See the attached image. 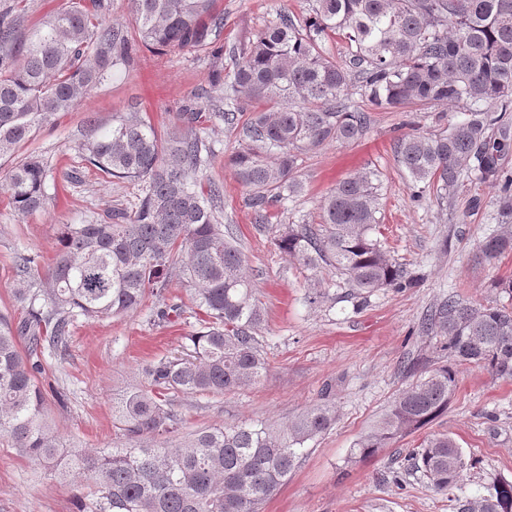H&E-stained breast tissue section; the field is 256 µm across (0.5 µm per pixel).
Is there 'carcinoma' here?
Wrapping results in <instances>:
<instances>
[{"label":"carcinoma","instance_id":"obj_1","mask_svg":"<svg viewBox=\"0 0 512 512\" xmlns=\"http://www.w3.org/2000/svg\"><path fill=\"white\" fill-rule=\"evenodd\" d=\"M212 2L133 0L142 43L221 58L224 50L213 43L224 17L211 13ZM100 8L98 0L72 5L32 29L24 12H0V157L13 155L37 128L78 107L112 69L129 63L127 35L107 24ZM331 34L346 42L348 59L324 54ZM353 85L379 107L444 104L463 112L464 119L439 130L398 138V161L411 182L436 187L440 200L451 198L463 176L500 186L505 227L480 251L489 262L511 251L512 175L501 160L512 152L503 121L512 108V0H314L302 22L283 14L243 46L232 73V108L215 117L230 126L244 118L248 143L225 166L249 190L259 227L267 228L271 207L298 192L301 152L367 134L368 116L349 101ZM199 118L183 112L181 127L162 134L128 112L93 129L79 145L84 160L108 177L140 183L135 210L63 225L45 269L36 254L15 257V298L24 317L0 315V442L57 477L93 484L94 498L80 512H259L306 444L336 421L333 407L323 404L284 425L210 426L177 448L156 444L181 427L177 395L235 393L267 370L264 312L245 256L220 220V189L206 197L194 190L215 157L194 127ZM6 191L21 216L45 208L43 163L30 156L12 166ZM380 191L371 171L340 180L322 201L320 222L277 229V248L307 269H335L361 293L413 287L373 236ZM174 270L199 310L192 354L151 364L147 384L112 405L134 447H64L45 418L43 352L65 357L81 320L135 311L150 296L166 300ZM426 330L439 337L446 363L410 368L412 383L357 441L353 458L375 457L447 410L461 366L512 380V306L450 296L427 314ZM407 462L436 493L454 488L466 466L444 434L427 436ZM455 502L458 512H512V482Z\"/></svg>","mask_w":512,"mask_h":512}]
</instances>
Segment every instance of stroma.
Segmentation results:
<instances>
[{
	"mask_svg": "<svg viewBox=\"0 0 512 512\" xmlns=\"http://www.w3.org/2000/svg\"><path fill=\"white\" fill-rule=\"evenodd\" d=\"M310 0H215L224 17L218 38L225 72L235 66L234 50L279 15L302 18ZM214 61L205 53L136 47L129 67L113 70L81 106L43 125L11 159L0 162V314L19 320L24 311L14 298V258L35 251L50 264L63 224H86L117 208L133 209L139 184L105 177L78 151L92 127L111 125L134 110L159 131L172 129L180 112L202 110L196 129L213 145L216 157L199 175V190L218 186L222 220L233 226L248 273L265 312L263 329L268 369L262 381L218 399L179 397L181 435L199 428L262 421L285 424L328 401L336 422L311 441L287 481L260 512H454L447 496L429 490L419 472L405 469L409 451L426 434L451 437L469 465L460 497L486 495L496 478L512 482V380L493 377L470 365L457 376L446 411L425 431L393 443L366 462L351 450L394 398L411 382L404 364L432 367L441 361L437 341L423 327L425 314L448 296L506 304L512 297L492 280L512 278V252L487 262L479 244L500 231L496 186L463 182L450 203L439 204L430 187L413 185L399 163L394 144L402 134L436 129L438 116L458 113L436 105L422 112L372 106L360 91L353 105L367 113L369 130L355 143H331L302 152L297 178L302 191L272 209L269 230H258L247 190L224 162L236 151L237 129L215 119L223 99H197L207 86ZM40 158L47 169L50 202L33 215L19 216L4 188L13 164ZM372 171L381 183L378 240L391 259L416 276L414 288L381 289L360 295L336 272L304 270L281 253L276 227L315 223L325 195L339 180ZM325 295L312 299L314 283ZM170 303L180 314L157 322L159 308L147 300L136 311L78 324L66 357L43 356L41 380L45 413L67 445L123 448L127 441L112 417V403L144 383V369L165 356L189 351L198 323L185 289L172 286ZM90 487L47 476L15 449L0 446V512H77V499Z\"/></svg>",
	"mask_w": 512,
	"mask_h": 512,
	"instance_id": "obj_1",
	"label": "stroma"
}]
</instances>
